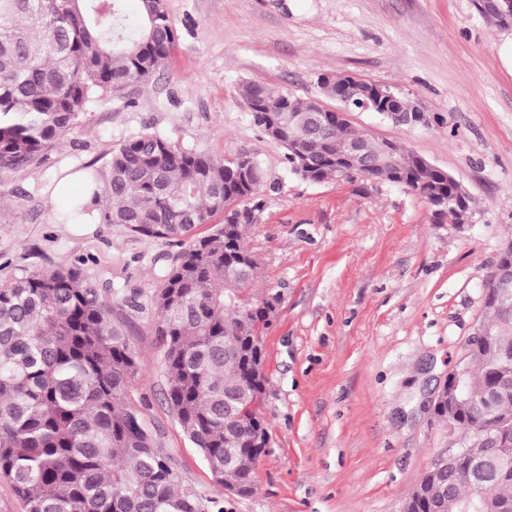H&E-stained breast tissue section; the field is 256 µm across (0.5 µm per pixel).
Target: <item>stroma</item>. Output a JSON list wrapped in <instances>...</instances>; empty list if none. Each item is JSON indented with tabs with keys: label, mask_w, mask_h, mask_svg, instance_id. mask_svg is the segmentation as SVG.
Listing matches in <instances>:
<instances>
[{
	"label": "stroma",
	"mask_w": 512,
	"mask_h": 512,
	"mask_svg": "<svg viewBox=\"0 0 512 512\" xmlns=\"http://www.w3.org/2000/svg\"><path fill=\"white\" fill-rule=\"evenodd\" d=\"M179 40L144 85L86 107L40 164L0 176V281L81 259L111 293L139 367L133 401L184 481L224 512H402L447 425L428 400L485 313L482 284L512 240V19L485 0H166ZM353 75L411 101L427 124L353 112L447 171L473 201L470 224L434 220L428 201L388 183L319 184L288 171L240 94L257 80L324 100L317 78ZM140 132L215 156L244 149L263 171L246 245L256 292L281 302L264 339L269 431L255 492L225 495L166 399L150 295L175 246L118 224L56 223L64 162L103 164Z\"/></svg>",
	"instance_id": "obj_1"
}]
</instances>
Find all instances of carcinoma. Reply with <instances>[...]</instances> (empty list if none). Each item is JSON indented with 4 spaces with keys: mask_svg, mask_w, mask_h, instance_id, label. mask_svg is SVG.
Returning a JSON list of instances; mask_svg holds the SVG:
<instances>
[{
    "mask_svg": "<svg viewBox=\"0 0 512 512\" xmlns=\"http://www.w3.org/2000/svg\"><path fill=\"white\" fill-rule=\"evenodd\" d=\"M177 30L164 0H0V175L37 164L80 114L103 96L148 82L169 58ZM254 123L277 113L285 159L302 179L341 174L346 144L360 150L345 180L364 179L383 140L363 135L315 101L250 80L240 85ZM310 170H297V148ZM403 187L428 201L458 185L397 146ZM96 209L79 199L60 224H123L180 250L152 291L167 402L214 480L238 497L254 492L268 431L263 335L270 321L256 302L258 262L245 245L259 201L260 166L244 173L223 157L181 147L158 133L117 144L102 166L81 167ZM220 222H215L216 218ZM490 341L470 338L464 397L437 410L462 438L512 460V301L486 306ZM112 294L74 263L0 284V478L26 512H224L220 501L182 482L173 457L132 400L138 374L125 332L112 320ZM480 475L469 455L445 477L436 465L405 500L408 512H463ZM488 512H512V471L490 477Z\"/></svg>",
    "mask_w": 512,
    "mask_h": 512,
    "instance_id": "obj_1",
    "label": "carcinoma"
}]
</instances>
